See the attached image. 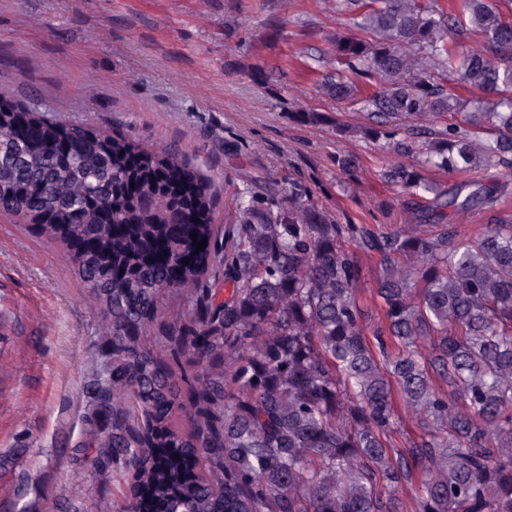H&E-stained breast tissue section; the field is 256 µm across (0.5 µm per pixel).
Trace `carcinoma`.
<instances>
[{
	"instance_id": "obj_1",
	"label": "carcinoma",
	"mask_w": 512,
	"mask_h": 512,
	"mask_svg": "<svg viewBox=\"0 0 512 512\" xmlns=\"http://www.w3.org/2000/svg\"><path fill=\"white\" fill-rule=\"evenodd\" d=\"M335 10L361 34L330 39L320 92L367 114L388 179L431 196L412 222L435 230L338 224L292 184L241 189L221 234L176 150L35 117L0 90V212L66 246L107 339L85 462L129 495L100 512H512V229L495 215L512 176V22L490 0ZM456 83L480 96L460 101ZM428 170L479 177L450 196ZM452 206L489 222L465 234ZM349 244L376 255L373 327ZM178 288L188 308L164 320ZM401 407L427 433L398 447Z\"/></svg>"
}]
</instances>
